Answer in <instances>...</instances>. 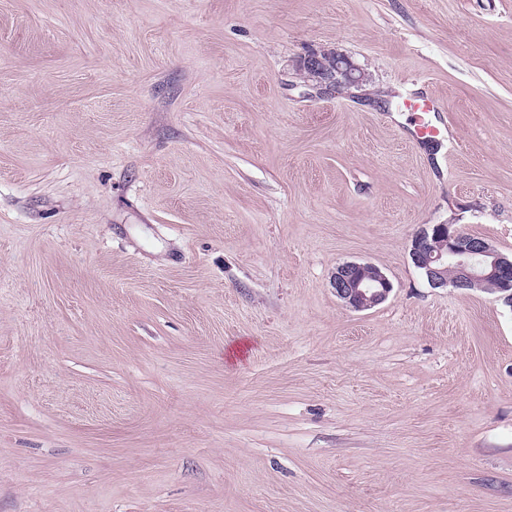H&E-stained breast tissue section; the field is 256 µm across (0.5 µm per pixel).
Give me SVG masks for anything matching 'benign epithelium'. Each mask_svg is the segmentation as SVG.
I'll return each instance as SVG.
<instances>
[{"mask_svg": "<svg viewBox=\"0 0 512 512\" xmlns=\"http://www.w3.org/2000/svg\"><path fill=\"white\" fill-rule=\"evenodd\" d=\"M302 78L322 91L358 89L366 71L344 53L313 52L299 64ZM410 258L424 270L434 288L482 289L493 282L499 299L512 307V258L499 253L482 237L464 234L450 224H433L413 238ZM331 286L336 297L354 311L383 303L392 290L387 276L371 263L346 262L336 268Z\"/></svg>", "mask_w": 512, "mask_h": 512, "instance_id": "benign-epithelium-1", "label": "benign epithelium"}]
</instances>
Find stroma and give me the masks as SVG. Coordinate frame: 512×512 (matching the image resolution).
<instances>
[{"label":"stroma","mask_w":512,"mask_h":512,"mask_svg":"<svg viewBox=\"0 0 512 512\" xmlns=\"http://www.w3.org/2000/svg\"><path fill=\"white\" fill-rule=\"evenodd\" d=\"M431 224L512 256V0H0V512H512V308ZM299 71L314 88L332 91L358 89L368 81L366 71L344 53L337 51L312 52L299 64ZM440 236L445 240L430 246V239ZM410 258L418 269L424 270L433 288L448 287L449 283L455 288L484 290V284L493 282L497 288H488H495L501 293L499 299L512 307V258L499 253L482 237L464 234L451 224H433L414 236ZM448 268L452 280H448ZM331 286L336 297L354 311L383 303L392 290L387 276L370 263L346 262L336 268Z\"/></svg>","instance_id":"1"}]
</instances>
